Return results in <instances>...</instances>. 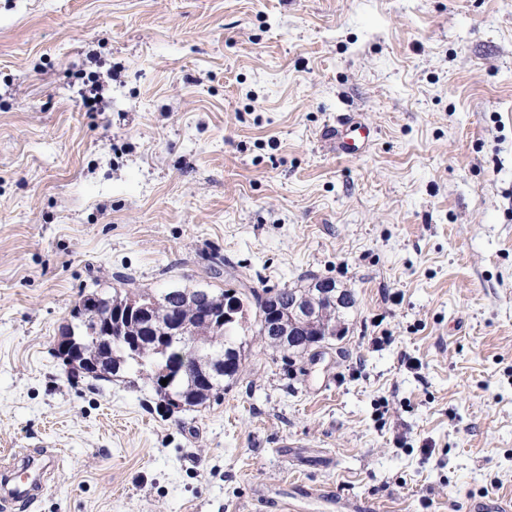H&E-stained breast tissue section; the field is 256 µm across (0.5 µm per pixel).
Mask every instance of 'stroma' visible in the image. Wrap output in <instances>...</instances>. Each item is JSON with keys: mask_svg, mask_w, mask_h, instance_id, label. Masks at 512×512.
<instances>
[{"mask_svg": "<svg viewBox=\"0 0 512 512\" xmlns=\"http://www.w3.org/2000/svg\"><path fill=\"white\" fill-rule=\"evenodd\" d=\"M101 85L96 110L82 101ZM368 124L357 156L340 120ZM354 293L323 362L252 344L165 412L53 354L118 276ZM0 512H379L512 496V0H0ZM288 503L285 508L291 512H298L313 501H319L327 506H336V497L330 492L308 487L306 485H296L294 490L287 497Z\"/></svg>", "mask_w": 512, "mask_h": 512, "instance_id": "stroma-1", "label": "stroma"}]
</instances>
